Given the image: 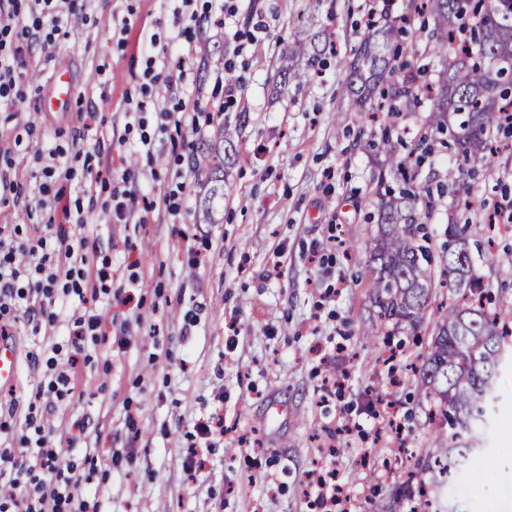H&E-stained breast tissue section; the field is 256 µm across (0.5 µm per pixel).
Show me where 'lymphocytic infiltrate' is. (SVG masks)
<instances>
[{"mask_svg":"<svg viewBox=\"0 0 512 512\" xmlns=\"http://www.w3.org/2000/svg\"><path fill=\"white\" fill-rule=\"evenodd\" d=\"M7 8H0V35L13 29H23L31 41L41 39L42 21L58 23L68 0H30L28 8H21L19 0H7ZM32 25H25V18ZM57 163L43 169L45 180L28 202L29 208L54 206L63 221L84 223L80 205L66 199L55 187ZM176 215L181 205L173 195L154 200L141 195L137 184H130L112 193L109 212L113 219L124 220L127 212L142 208L150 212L157 205ZM5 227H0V335L8 336L9 328L18 317H26L35 324L55 325L64 320L70 323L72 336L70 350L49 345L42 353L46 372L34 392L35 401L28 406L26 431L17 446L0 448V512H82L83 504L78 490L82 474L73 461L57 450V442L67 446L79 443V436L71 431H58L45 423L44 412L52 411L53 401L73 394L77 385L76 367L84 351L83 343L101 324V316L94 311L77 313L65 302L66 296L99 298L112 292L108 282L109 260L99 240L88 236L73 237L65 230L47 224L37 232L33 246L23 249L7 242ZM50 248L51 253L38 257L37 252ZM44 400V408H37V400ZM230 441L237 447L247 445L242 435H234L225 426L222 410H214L198 419L188 448L182 457L183 469L189 476L202 473L208 464L205 451L216 442Z\"/></svg>","mask_w":512,"mask_h":512,"instance_id":"obj_1","label":"lymphocytic infiltrate"}]
</instances>
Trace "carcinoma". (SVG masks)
<instances>
[{"mask_svg":"<svg viewBox=\"0 0 512 512\" xmlns=\"http://www.w3.org/2000/svg\"><path fill=\"white\" fill-rule=\"evenodd\" d=\"M412 19L413 54L436 59L441 71L436 84H422L409 60L397 64L388 53L394 27H381L365 36L344 59L347 71L342 87L348 106L360 113L385 112L399 116L417 112L422 99L431 102L438 133L454 139L461 163L480 162L499 125L512 92L504 80L512 76V0H408ZM311 52L318 60L316 38L298 43L281 61L280 73L293 78L295 59ZM390 125L376 147L384 155L383 169L373 174L375 208L380 239L372 257L371 288L380 323L419 326L430 317L434 323L427 352L418 369L419 389L439 403L448 427L472 434L486 426L494 407L493 378L507 354L512 338V315L489 314L482 307V291L473 273V261L463 232L476 204L463 195L458 175L437 191L418 180L411 161L397 153ZM235 130L229 122L218 124L215 142L202 148L198 168L212 182L202 201L206 219L212 221L224 204V159L221 145L231 144ZM444 145L434 134L422 132L414 152L421 157ZM448 197V256L443 259L448 287L460 297L430 308L435 287L433 254L423 218Z\"/></svg>","mask_w":512,"mask_h":512,"instance_id":"cac0c4a2","label":"carcinoma"}]
</instances>
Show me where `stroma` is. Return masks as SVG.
<instances>
[{
  "label": "stroma",
  "instance_id": "stroma-1",
  "mask_svg": "<svg viewBox=\"0 0 512 512\" xmlns=\"http://www.w3.org/2000/svg\"><path fill=\"white\" fill-rule=\"evenodd\" d=\"M61 31L49 44L27 47L25 38L0 36V56L22 49L25 66L18 94L0 99V170L35 187L50 152L62 150L57 184L79 199L85 226L72 234L113 242V288L128 285V262L138 259L139 306H112L100 335L85 342L89 360L74 395L57 403L52 426L90 419L85 446L98 449L96 472L80 487L87 512H320L305 475L324 465V446L337 447L336 470L352 512H512V369L496 379V412L468 465L473 482L436 484L425 465L448 436L430 418V401L408 365L425 353L431 320L418 327L375 328L370 256L377 227L371 177L377 156L359 128L370 122L347 108L341 59L363 38L368 12L395 17L406 0H239L224 15L216 0H191L198 18L195 48L185 53L138 50L114 35L122 18L167 40L173 32L172 0H72ZM266 26L267 35L239 49L237 37ZM331 33L332 51L320 64L298 62L284 81L280 58L297 41ZM234 65L242 94L225 102L226 65ZM186 72L168 94L170 103L192 96L204 111L223 105L237 122L239 160L224 167L220 221L204 223L198 202L207 186L187 159L209 143L205 124L186 150L173 149L158 129L149 93L151 74ZM68 79V105H46L60 79ZM141 102L143 124L126 112ZM95 113L91 127L82 115ZM160 140L155 161L138 155L141 135ZM101 149L86 158L85 140ZM10 154H3V147ZM111 171L93 193L79 192L88 169ZM154 169L145 192L160 195L185 182L187 212L154 215L133 229L108 222L105 207L122 176ZM465 193L487 203L512 198V156L491 158L465 177ZM53 207L27 212L25 198L0 194V226L17 229L18 242L36 225L60 224ZM468 246L492 305L512 313V235L487 243L479 215L467 228ZM198 267H190L192 257ZM280 275L266 278L267 269ZM339 286L336 295L326 290ZM236 322L237 331L226 328ZM12 343L18 380L0 390V403L16 404V432L45 365L32 353L66 345L67 325L33 331L18 319ZM341 356L349 374L340 393L323 396L326 362ZM222 409L227 425L255 440L254 447L218 445L197 478L182 468V452L195 418ZM136 429H129L127 415ZM402 437L383 434L390 415ZM351 435L337 433L342 422ZM133 447L131 462L113 468L112 449ZM404 493L394 508L396 493Z\"/></svg>",
  "mask_w": 512,
  "mask_h": 512
}]
</instances>
